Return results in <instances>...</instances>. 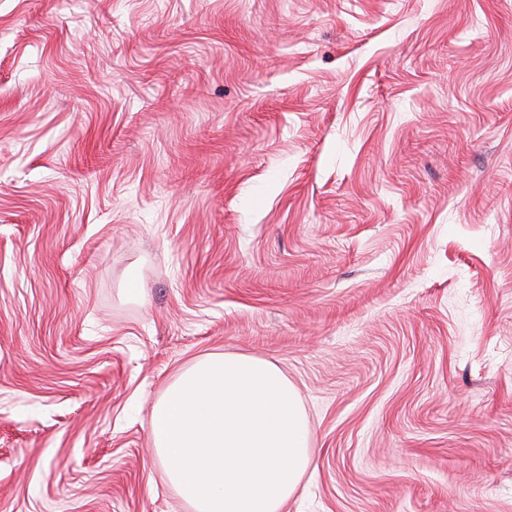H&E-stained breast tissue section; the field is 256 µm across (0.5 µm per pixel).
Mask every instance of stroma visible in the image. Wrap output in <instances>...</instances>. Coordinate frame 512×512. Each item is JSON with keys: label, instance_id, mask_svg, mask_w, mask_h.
<instances>
[{"label": "stroma", "instance_id": "35a3bbf8", "mask_svg": "<svg viewBox=\"0 0 512 512\" xmlns=\"http://www.w3.org/2000/svg\"><path fill=\"white\" fill-rule=\"evenodd\" d=\"M216 352L298 391L282 512H512V0H0V512H194Z\"/></svg>", "mask_w": 512, "mask_h": 512}]
</instances>
